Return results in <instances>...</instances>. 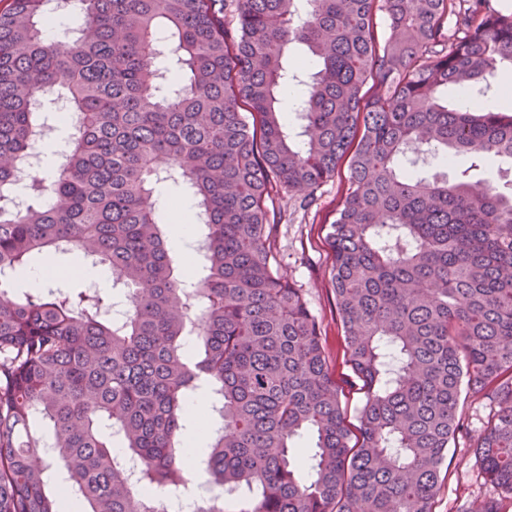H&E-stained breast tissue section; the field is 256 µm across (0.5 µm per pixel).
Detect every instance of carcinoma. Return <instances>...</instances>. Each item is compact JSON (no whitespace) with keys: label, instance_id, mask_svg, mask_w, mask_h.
I'll list each match as a JSON object with an SVG mask.
<instances>
[{"label":"carcinoma","instance_id":"carcinoma-1","mask_svg":"<svg viewBox=\"0 0 512 512\" xmlns=\"http://www.w3.org/2000/svg\"><path fill=\"white\" fill-rule=\"evenodd\" d=\"M297 2L0 11V279L43 252L112 274L110 292L0 300V512H61L54 468L80 512H166L163 497L189 483L180 436L199 392L219 420L195 461L211 493L198 512H434L462 396L489 393L498 410L474 451L512 495V186L420 174L427 159H512V102L444 98L512 65V6L306 0L300 18ZM62 14L81 22L58 43L44 24ZM295 43L312 70L289 65ZM290 84L307 88L296 148L279 109ZM53 99L78 116L67 159L28 184L41 205L11 211ZM344 159L349 187L326 240L365 390L354 442L317 318L279 271L280 218L266 205L281 191L311 201ZM160 183L195 202L203 247L189 285L173 275ZM46 439L51 466L34 462Z\"/></svg>","mask_w":512,"mask_h":512}]
</instances>
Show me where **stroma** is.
I'll list each match as a JSON object with an SVG mask.
<instances>
[{
    "mask_svg": "<svg viewBox=\"0 0 512 512\" xmlns=\"http://www.w3.org/2000/svg\"><path fill=\"white\" fill-rule=\"evenodd\" d=\"M348 180L349 167L340 164L335 178L315 191L312 203L282 192L273 195L272 206L282 214L275 241L280 271L294 287L301 289L317 318L342 407L349 425L354 427L358 424L364 393L347 363L344 329L331 283L333 257L326 241L327 227L336 218ZM495 410L493 401L465 400L461 408L463 428L451 444L441 470L434 512H470L476 503L496 496V489L481 473L473 448L474 438Z\"/></svg>",
    "mask_w": 512,
    "mask_h": 512,
    "instance_id": "35a3bbf8",
    "label": "stroma"
}]
</instances>
